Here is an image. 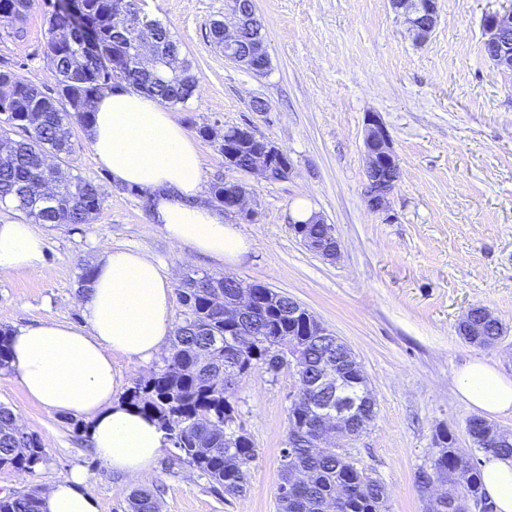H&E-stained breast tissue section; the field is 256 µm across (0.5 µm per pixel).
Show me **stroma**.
I'll list each match as a JSON object with an SVG mask.
<instances>
[{
	"mask_svg": "<svg viewBox=\"0 0 512 512\" xmlns=\"http://www.w3.org/2000/svg\"><path fill=\"white\" fill-rule=\"evenodd\" d=\"M226 0H147L150 14L180 40L200 80V95L172 107L195 137L203 187L218 179L247 185L256 222L236 221L249 244L232 265L172 244L150 221L143 196L110 185L75 129L71 163L103 185L102 209L88 224H42L46 267L37 274L0 275V328L45 320L80 324L77 264L104 246L149 253L173 274V288L195 273L259 282L300 302L353 350L377 404L373 423L346 442L357 466L381 479L388 512H425L417 468L432 456L438 429L458 452L475 450L466 422L474 408L453 378L481 360L512 379V70L483 53L486 15L512 0H439V20L416 43L390 0H254L271 60L258 76L225 60L210 35ZM44 4L22 23V36L0 27V61L53 91L43 59L48 30ZM264 102L266 111L255 109ZM377 113L400 160L399 182L386 212H371L363 138ZM248 127L285 150L292 173L282 181L232 172L204 126ZM304 203L333 224L340 255L327 260L304 248L291 216ZM492 310L504 335L491 348L458 334L471 307ZM295 376L253 368L233 390L242 424L256 449L245 494H217L204 477L164 450L136 481L106 468L87 440L85 418L30 400L14 372L0 370V404L42 440L46 460L22 475L0 466V495L44 492L73 468L88 475L97 512H127L132 490L154 493L160 512H277L281 450L288 434Z\"/></svg>",
	"mask_w": 512,
	"mask_h": 512,
	"instance_id": "1",
	"label": "stroma"
}]
</instances>
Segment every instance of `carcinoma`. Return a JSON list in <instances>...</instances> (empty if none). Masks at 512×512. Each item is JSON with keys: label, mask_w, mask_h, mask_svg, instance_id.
<instances>
[{"label": "carcinoma", "mask_w": 512, "mask_h": 512, "mask_svg": "<svg viewBox=\"0 0 512 512\" xmlns=\"http://www.w3.org/2000/svg\"><path fill=\"white\" fill-rule=\"evenodd\" d=\"M35 0H0V26L9 28L26 18ZM46 17L48 39L44 59L56 77L54 92L47 93L24 78L15 67L0 65V203L11 206L33 224H88L100 212L102 192L92 180L64 168L75 151L73 124L87 126L94 99L124 81L147 90L161 103H187L196 93L198 77L192 62L182 55L169 29L148 13L138 14L126 0H60ZM80 13L106 47V58L86 53L76 42L74 18ZM154 42L155 58L141 63L143 35ZM238 139L237 164L250 161L256 144L240 126L227 128ZM251 283H224V276L204 273L189 276L179 289L182 325L178 328L163 365L135 383L126 396L131 405L154 417L180 460L228 495L246 490L256 459L251 438L231 427L237 419L224 386V368L248 373L264 364L283 369L277 348L287 342L302 347L292 372L300 393L290 395L287 437L281 451L278 512H387L385 484L359 468L344 448L303 446L298 435L314 423L319 410L321 378L339 371L343 391L362 401L356 377L348 364L336 362V349L321 336L307 335V311L288 319V300L271 288H255V312L248 325L251 341L243 349L224 335V297ZM479 336L467 343L481 348L497 344L500 329L476 323ZM466 431L485 454L512 456V445L485 439V429L473 419ZM429 464L417 469L415 485L425 497L429 485L451 469L466 475L462 492L448 487L446 501L436 512H464L463 504L484 494L480 459H466L454 448L453 436L441 428L435 435ZM40 438L18 425L13 411L0 404V466L31 473L45 461ZM305 480L293 485V475ZM130 512H158L153 494L136 491L128 500ZM0 512H40L34 492L0 497Z\"/></svg>", "instance_id": "cac0c4a2"}]
</instances>
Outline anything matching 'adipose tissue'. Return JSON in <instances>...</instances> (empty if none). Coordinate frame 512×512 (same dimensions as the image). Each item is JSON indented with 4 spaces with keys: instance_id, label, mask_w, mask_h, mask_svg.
I'll return each mask as SVG.
<instances>
[{
    "instance_id": "adipose-tissue-1",
    "label": "adipose tissue",
    "mask_w": 512,
    "mask_h": 512,
    "mask_svg": "<svg viewBox=\"0 0 512 512\" xmlns=\"http://www.w3.org/2000/svg\"><path fill=\"white\" fill-rule=\"evenodd\" d=\"M89 127L91 148L114 185L151 202V221L181 247L233 263L247 250L224 213L201 202V158L196 142L157 100L119 82L97 99ZM47 242L24 221L0 222V274L38 273ZM78 305L82 325L44 321L15 330L10 366L26 395L53 411L90 419L89 444L108 469L133 479L167 446L164 431L136 408L115 400L114 356L143 362L174 334L172 277L154 258L104 247L90 288ZM460 394L491 414L512 415V379L483 361L454 377ZM482 481L498 512H512V459L488 457ZM41 512H97L80 470L41 495Z\"/></svg>"
}]
</instances>
